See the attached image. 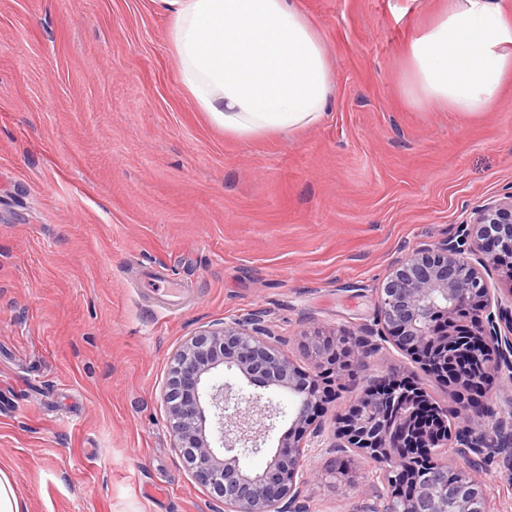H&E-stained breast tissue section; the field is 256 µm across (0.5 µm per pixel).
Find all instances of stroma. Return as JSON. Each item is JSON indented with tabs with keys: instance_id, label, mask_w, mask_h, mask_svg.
Returning <instances> with one entry per match:
<instances>
[{
	"instance_id": "35a3bbf8",
	"label": "stroma",
	"mask_w": 512,
	"mask_h": 512,
	"mask_svg": "<svg viewBox=\"0 0 512 512\" xmlns=\"http://www.w3.org/2000/svg\"><path fill=\"white\" fill-rule=\"evenodd\" d=\"M336 74L324 121L225 135L183 88L162 0H0V470L24 512H213L165 425L168 364L201 327L266 312L314 366V328L376 317L398 260L512 192V83L477 116L403 96L443 0H298ZM185 290L159 314L143 269ZM244 465L263 470L289 426ZM307 462L304 512H358ZM490 512L512 467L487 464Z\"/></svg>"
}]
</instances>
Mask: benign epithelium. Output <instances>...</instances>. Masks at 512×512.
Listing matches in <instances>:
<instances>
[{"label": "benign epithelium", "mask_w": 512, "mask_h": 512, "mask_svg": "<svg viewBox=\"0 0 512 512\" xmlns=\"http://www.w3.org/2000/svg\"><path fill=\"white\" fill-rule=\"evenodd\" d=\"M508 258L512 193L488 199L452 236L418 246L393 269L376 289V324L351 338L347 363L336 361V347L312 342L328 374L363 369L380 352H395L450 388L462 419L490 416L459 431L453 446L443 444L448 407L420 378L395 373L352 392L335 440L325 439L316 418L329 390L282 352L263 313L255 312L200 331L173 356L163 401L175 452L224 512H301L311 482L304 457L323 449L369 460L363 512H488L485 466L496 456L512 464V406L488 414L478 379L499 377L512 401V290L501 295L491 282L495 266ZM222 367L291 398L288 430L261 471L245 469L241 459L262 451L260 439L277 410L256 413V396L207 382ZM416 449L433 457L435 467L419 493L401 497L398 484L410 470L400 465ZM459 459L467 462L465 482L450 483Z\"/></svg>", "instance_id": "1"}]
</instances>
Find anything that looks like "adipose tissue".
Masks as SVG:
<instances>
[{
	"label": "adipose tissue",
	"instance_id": "1",
	"mask_svg": "<svg viewBox=\"0 0 512 512\" xmlns=\"http://www.w3.org/2000/svg\"><path fill=\"white\" fill-rule=\"evenodd\" d=\"M180 80L226 135L292 134L321 123L336 76L295 0H163ZM512 81V10L447 0L408 46L401 92L419 111L475 116Z\"/></svg>",
	"mask_w": 512,
	"mask_h": 512
}]
</instances>
